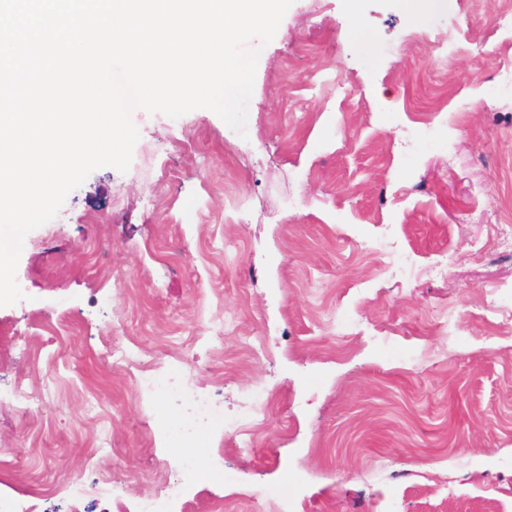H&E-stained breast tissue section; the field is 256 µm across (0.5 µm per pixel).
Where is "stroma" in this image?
Listing matches in <instances>:
<instances>
[{
    "instance_id": "35a3bbf8",
    "label": "stroma",
    "mask_w": 512,
    "mask_h": 512,
    "mask_svg": "<svg viewBox=\"0 0 512 512\" xmlns=\"http://www.w3.org/2000/svg\"><path fill=\"white\" fill-rule=\"evenodd\" d=\"M497 10L446 0L419 20L400 0H360L353 17L345 0H294L270 43H248L245 134L207 108L133 110L128 171H93L26 235L24 298L0 306V448L19 463L0 469V492L72 512L41 492L99 472L124 486L106 512H136L143 473L159 485L175 471L177 405L140 399L103 355L121 327L131 354L167 351L171 376L191 349L195 390L226 417L242 386L272 395L248 451L196 438L187 512H273L262 493L287 467L304 475L293 512H512V336H492L478 307H512V262L493 253L512 208V98L494 92L512 30ZM442 93L433 135L416 136V107ZM233 196L265 223L225 221ZM379 238L412 270L381 267L367 249ZM448 309L451 339L432 332ZM334 312L364 331L339 356ZM224 318L219 346L210 326ZM33 378L25 413L14 391Z\"/></svg>"
}]
</instances>
